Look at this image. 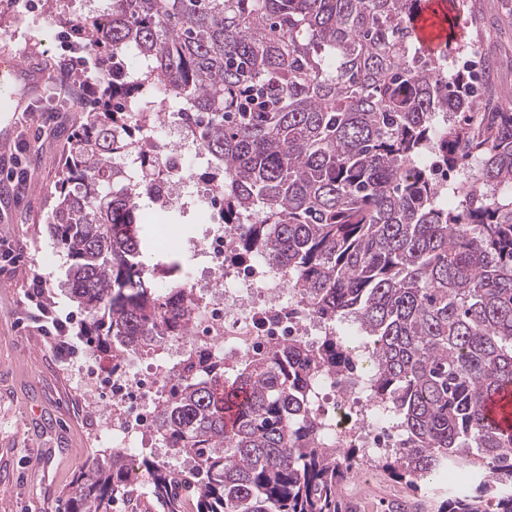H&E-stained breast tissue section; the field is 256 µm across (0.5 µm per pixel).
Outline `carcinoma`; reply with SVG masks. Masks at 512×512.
<instances>
[{
  "instance_id": "obj_1",
  "label": "carcinoma",
  "mask_w": 512,
  "mask_h": 512,
  "mask_svg": "<svg viewBox=\"0 0 512 512\" xmlns=\"http://www.w3.org/2000/svg\"><path fill=\"white\" fill-rule=\"evenodd\" d=\"M421 12L422 0H104L83 30L101 53L100 96L80 116L48 232L83 334L112 367L191 335L176 304L184 261H149L145 195L128 193L115 164L138 133L113 106L144 92L133 54L222 171L224 223L244 224L238 255L288 269L312 313L354 318L375 341L373 391L410 443L379 467L417 492L467 467L479 486L437 512H512V437L485 414L487 397L512 388V111H474L479 87L448 73V48L421 50ZM430 149L468 173L453 207ZM350 367L334 335L231 373L196 349L157 421L194 468L100 450L67 491L71 512L131 500L137 470L163 512H182L181 486L194 512H341L359 449L318 445L305 392L312 373ZM221 387L248 392L230 428Z\"/></svg>"
}]
</instances>
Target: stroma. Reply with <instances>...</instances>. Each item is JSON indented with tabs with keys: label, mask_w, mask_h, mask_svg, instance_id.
<instances>
[{
	"label": "stroma",
	"mask_w": 512,
	"mask_h": 512,
	"mask_svg": "<svg viewBox=\"0 0 512 512\" xmlns=\"http://www.w3.org/2000/svg\"><path fill=\"white\" fill-rule=\"evenodd\" d=\"M87 0H65L68 25L45 8L21 11L13 0H0V52H24L40 59L46 79L30 108L13 119L12 145L28 181L26 192L0 211V241L9 242L18 264L0 262V512H65L68 487L99 448L90 436V406H107L105 389L86 392L82 379L109 366L78 332L83 314L61 289L66 257L49 241L47 224L52 192L63 177L70 141L80 112L90 110L92 95L86 76L77 70L87 54L74 27L90 15ZM455 19L454 44L464 52L455 65L479 61L484 95L501 108H512V0H468ZM158 227L153 256L177 255V242L200 237L203 221L192 211L167 208L153 212ZM47 286L33 297L34 279ZM61 321L45 333L37 320L40 309ZM426 497L392 480L381 468L361 470L340 492L351 512H385L400 503L408 512H436L447 498L444 477L433 478Z\"/></svg>",
	"instance_id": "stroma-1"
}]
</instances>
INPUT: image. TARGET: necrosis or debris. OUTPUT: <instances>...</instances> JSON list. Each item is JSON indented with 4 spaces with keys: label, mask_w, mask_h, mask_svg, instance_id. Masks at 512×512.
<instances>
[{
    "label": "necrosis or debris",
    "mask_w": 512,
    "mask_h": 512,
    "mask_svg": "<svg viewBox=\"0 0 512 512\" xmlns=\"http://www.w3.org/2000/svg\"><path fill=\"white\" fill-rule=\"evenodd\" d=\"M140 136L121 154L123 163L140 160L143 146H154L160 164L151 185L162 206L177 205L200 211L206 224L199 240L187 250L191 271L187 299L194 316L190 336L169 340L162 359L144 362L142 354L129 356L110 379L112 411L95 412L91 432L108 437L114 450L128 460L151 449L164 458L165 443L154 430L159 399L169 389L180 363L195 348H206L225 367L261 357L277 346L301 339L316 345L330 331L299 302L289 286L288 271L262 261L234 263L237 235L224 222V198L212 183L199 182L164 149L198 150V142L184 113L167 101L153 98L135 112ZM166 130L164 142L155 134ZM353 367L344 372H319L309 380L307 404L315 418L319 439L330 448L361 449L365 460L379 463L407 447L393 405L378 399L372 387L375 346L367 336L347 339Z\"/></svg>",
    "instance_id": "necrosis-or-debris-1"
}]
</instances>
